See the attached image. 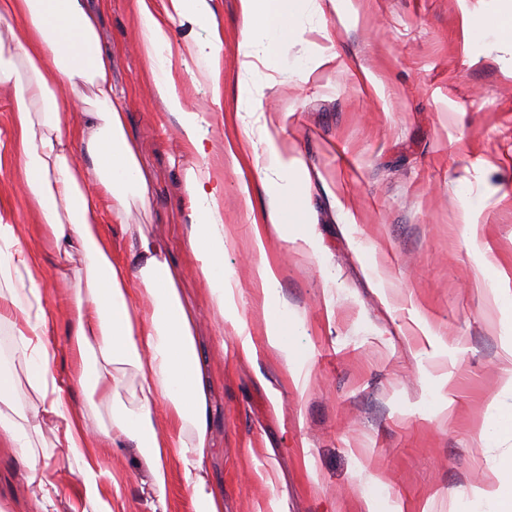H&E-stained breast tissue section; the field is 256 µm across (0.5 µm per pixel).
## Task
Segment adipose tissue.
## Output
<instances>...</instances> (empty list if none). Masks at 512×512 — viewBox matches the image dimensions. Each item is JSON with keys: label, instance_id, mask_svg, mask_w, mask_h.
Masks as SVG:
<instances>
[{"label": "adipose tissue", "instance_id": "adipose-tissue-1", "mask_svg": "<svg viewBox=\"0 0 512 512\" xmlns=\"http://www.w3.org/2000/svg\"><path fill=\"white\" fill-rule=\"evenodd\" d=\"M300 0H239L244 71H251L252 38L265 39L264 60L275 67L303 35ZM135 47L152 63L154 86L174 116L177 137L199 163L184 170L189 199L188 271L175 268L164 245L137 234L124 258L113 257L103 234V201L112 221L127 224L132 203L148 206L151 182L142 168L125 114L112 98V54L99 40V18L87 0H0V86L14 84L10 142L21 169L20 189L37 216L57 263L80 253L82 286L70 296L68 330L79 359V384L112 402L111 429L98 420L95 402L72 406L52 370L50 336L56 314L42 294L41 271L16 225L0 214V322L13 328L14 353L27 369L35 398L17 409L14 383L0 372V438L23 450L35 512H59L58 489L47 466L27 450L30 432L50 424L53 445L76 467L92 512H112L101 494L103 470L89 460L94 448L124 444L137 449L153 492L152 512H167L173 465H180L194 512H224V496L208 483L209 400L206 366L195 345L197 310L184 304L178 282L191 274L205 284L220 319H231L237 285L224 269L227 234L220 205L223 188L212 177L208 147L197 113L188 111L168 73L173 49L165 19L215 23L212 0H166L158 19L147 0H134ZM254 111L238 114L250 137L249 161L268 199L254 224L262 259L255 283L263 296L269 347L285 360L292 379L303 361L290 338L287 301L278 295L279 270L265 259L270 239H287L289 228L309 221L311 175L289 156L277 127L255 125ZM129 398H122V390ZM168 415L158 428L157 408Z\"/></svg>", "mask_w": 512, "mask_h": 512}]
</instances>
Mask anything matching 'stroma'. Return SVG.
<instances>
[{
	"label": "stroma",
	"instance_id": "stroma-1",
	"mask_svg": "<svg viewBox=\"0 0 512 512\" xmlns=\"http://www.w3.org/2000/svg\"><path fill=\"white\" fill-rule=\"evenodd\" d=\"M338 18L308 0L304 32L276 70L255 58L243 73L239 0H212L218 28L170 23L177 47L224 41L221 97L199 78L197 56L175 61L171 78L198 112L211 147V171L224 187L229 238L224 265L238 283L236 324H221L204 285L181 281L202 309L195 341L209 377L205 463L224 512H473L471 491L497 484L512 435L493 426L512 413V44L486 34L496 0H351ZM100 38L112 52V95L152 181L147 208L130 221L163 239L175 266L189 263L184 226L189 203L183 171L197 156L172 133L149 60L136 51L131 0H107ZM335 63L298 78L296 63L315 51ZM374 87H366L362 74ZM275 86H267L268 75ZM260 88L258 109L282 127L290 155L312 177L303 239H272L254 252L252 222L266 203L257 174L235 163L245 136L234 120L240 82ZM11 98L0 89V205L41 257L52 293V251L21 195L8 145ZM280 269L278 292L291 311V339L306 377L292 380L268 349L253 268ZM244 327L264 354L237 352ZM65 324H58L54 372L70 403L91 395L73 370ZM32 434L33 453L54 474L62 512H85L80 480L51 446ZM113 478L103 490L113 512H149L152 490L136 449L96 452ZM31 489L19 449L0 447V512H29Z\"/></svg>",
	"mask_w": 512,
	"mask_h": 512
}]
</instances>
